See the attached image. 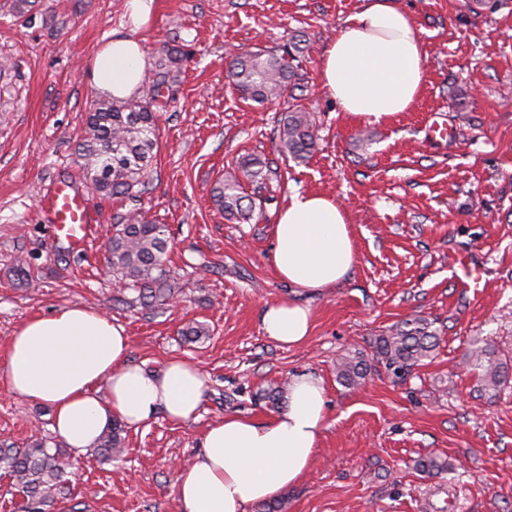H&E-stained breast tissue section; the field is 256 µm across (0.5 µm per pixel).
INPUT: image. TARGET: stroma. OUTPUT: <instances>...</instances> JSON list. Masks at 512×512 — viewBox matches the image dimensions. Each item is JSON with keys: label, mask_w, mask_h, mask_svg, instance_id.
<instances>
[{"label": "stroma", "mask_w": 512, "mask_h": 512, "mask_svg": "<svg viewBox=\"0 0 512 512\" xmlns=\"http://www.w3.org/2000/svg\"><path fill=\"white\" fill-rule=\"evenodd\" d=\"M12 2L0 0V356L29 318L78 305L125 327L132 363L157 370L184 358L208 380L196 420L128 428L120 460L66 450L71 493L44 512H179V465L199 453L206 427L227 414L274 416L261 390L301 373L322 379L327 419L277 512H512V380L484 388L468 362L486 345L512 365V4L490 14L477 0H398L423 30L425 81L408 111L375 121L340 111L320 86L326 48L367 0H153L138 31L127 0H38L35 25ZM115 33L135 34L150 57L166 43L192 53L137 201L167 225L180 284L148 310L129 307L133 291L101 273L115 203L92 196L99 232L82 252L56 241L38 207L51 179L91 187L76 146L98 96L94 57ZM299 40L300 102L320 136L305 162L274 150L279 106L243 101L226 76L232 50ZM434 116L456 139H426ZM362 128L370 140H356ZM248 153L274 161L281 178L262 190L252 222L237 224L211 191ZM296 193L347 207L356 263L336 287L301 296L313 330L288 348L265 337L261 314L291 294L271 253L276 215ZM459 255L480 273L476 292L457 284ZM415 318L440 334L433 358L400 379L380 364L360 386L338 381V357L372 358L377 336ZM191 321L208 330L193 343L179 334ZM52 434L48 407L0 391V441ZM431 455L448 460L447 474L415 470Z\"/></svg>", "instance_id": "obj_1"}]
</instances>
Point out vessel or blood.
<instances>
[{"mask_svg": "<svg viewBox=\"0 0 512 512\" xmlns=\"http://www.w3.org/2000/svg\"><path fill=\"white\" fill-rule=\"evenodd\" d=\"M45 221L56 235L82 249L97 232L96 213L84 192L70 180H55L40 198Z\"/></svg>", "mask_w": 512, "mask_h": 512, "instance_id": "obj_1", "label": "vessel or blood"}]
</instances>
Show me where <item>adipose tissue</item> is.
<instances>
[{
  "label": "adipose tissue",
  "instance_id": "adipose-tissue-1",
  "mask_svg": "<svg viewBox=\"0 0 512 512\" xmlns=\"http://www.w3.org/2000/svg\"><path fill=\"white\" fill-rule=\"evenodd\" d=\"M422 31L397 0H368L326 49L323 90L342 111L381 119L408 111L424 85ZM147 58L142 44L115 37L97 53L92 81L104 94L138 93ZM272 264L290 285L315 290L342 281L356 262L351 217L325 194H294L273 228ZM262 330L284 346L304 343L310 308L287 300L266 304ZM122 324L102 312L67 307L28 320L8 341L0 383L8 393L52 412V428L69 448L96 446L113 420L137 428L157 413L194 420L207 380L191 361L173 358L155 372L133 364ZM326 420L325 388L308 373L288 381V406L266 420L228 414L211 424L201 451L180 468V512H253L297 484L310 467Z\"/></svg>",
  "mask_w": 512,
  "mask_h": 512
}]
</instances>
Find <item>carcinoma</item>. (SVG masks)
Wrapping results in <instances>:
<instances>
[{
	"instance_id": "obj_1",
	"label": "carcinoma",
	"mask_w": 512,
	"mask_h": 512,
	"mask_svg": "<svg viewBox=\"0 0 512 512\" xmlns=\"http://www.w3.org/2000/svg\"><path fill=\"white\" fill-rule=\"evenodd\" d=\"M36 0H13L15 14L27 24L38 18ZM284 50L240 51L231 56L228 78L240 98L258 105L282 106L276 133V150L286 157L305 161L314 152L318 135L310 115L294 104L296 92L303 91L304 75ZM186 49L166 44L155 55L147 86L138 95L121 101L99 97L93 100L78 143V153L97 194L121 201L138 198L136 187L152 180L153 159L158 148V117L171 100L183 66ZM238 172H227L213 188L212 199L227 220L250 222L254 206L245 195L241 179L255 188L264 187L277 176L267 159L247 154L237 162ZM112 236L108 239L107 264L112 274L137 292L145 309L163 305L178 291L176 277L167 269L166 225L142 215L138 209L116 210ZM439 338L432 323L418 318L396 325L376 339L375 356L395 372L408 371L433 357ZM471 366L480 373L485 386L495 388L508 379V363L496 357L488 346L477 347L470 356ZM370 370L360 352H348L336 362V374L346 385H359ZM125 448V425L115 420L99 439L95 455L111 460ZM68 462L57 447L43 438L22 445L0 443V471L13 480L21 496L22 512H43V506L69 492L64 479ZM418 471L436 476L448 471V461L429 457L417 462Z\"/></svg>"
}]
</instances>
